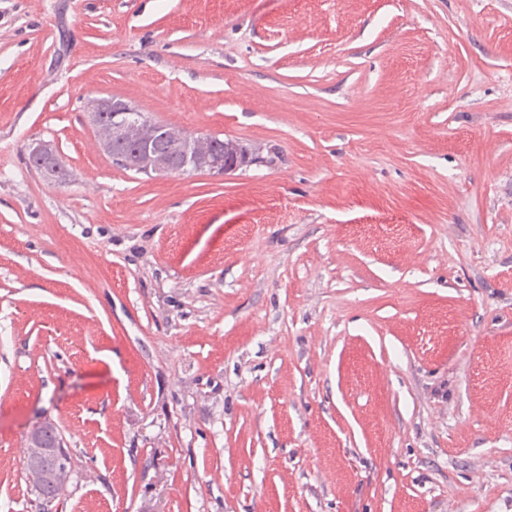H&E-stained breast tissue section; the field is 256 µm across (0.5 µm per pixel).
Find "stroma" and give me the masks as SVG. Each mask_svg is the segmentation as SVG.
<instances>
[{
	"label": "stroma",
	"instance_id": "35a3bbf8",
	"mask_svg": "<svg viewBox=\"0 0 512 512\" xmlns=\"http://www.w3.org/2000/svg\"><path fill=\"white\" fill-rule=\"evenodd\" d=\"M0 512H512V0H0ZM85 111L88 112L90 118H95L98 112H108L112 129V148L113 155H116L117 144L125 140L129 145L138 144L142 137V131L139 126H131L125 139V130L133 122L141 124L147 134L154 128L151 120L140 112L136 106L128 100L101 97L91 98L85 104ZM155 127L160 130L158 138L155 141L157 151L168 157L169 159L176 160L184 152L186 148V140L184 139L186 131H182L157 121ZM188 134V133H187ZM218 136L197 135L190 142L191 151L200 159L207 158L213 153L224 150V156H219L213 160H207L205 165H201L196 156L188 150L184 153L180 165L171 170L170 166L162 161L157 154L151 153L150 140L145 138L141 144L132 150L131 154L137 158L136 163L142 174L152 176L153 174H177L185 175L194 169H205L209 174L215 176L230 175L243 167H248L259 163L260 158L253 155L248 145L244 142L233 139L223 138L221 143L217 140ZM120 164L124 169L134 171L140 174L139 170L133 165ZM37 438L41 448H47L49 452L43 456L35 457L27 456L25 460V469L28 473H33L34 471H42L48 472L52 470L54 465L59 466L58 458L55 457V453L57 451L63 450L68 454L67 448H63V439L60 436L57 429L52 424H44L37 429ZM63 457L61 454L60 459H63V466H66L69 462L68 457ZM71 459V458H70Z\"/></svg>",
	"mask_w": 512,
	"mask_h": 512
}]
</instances>
